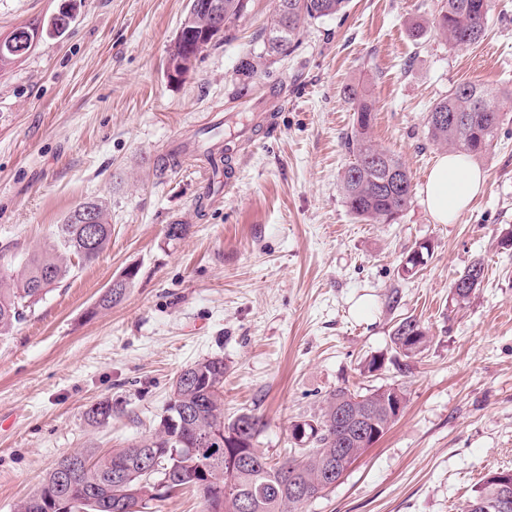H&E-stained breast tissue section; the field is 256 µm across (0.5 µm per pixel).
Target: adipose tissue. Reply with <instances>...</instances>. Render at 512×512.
<instances>
[{
	"label": "adipose tissue",
	"instance_id": "1",
	"mask_svg": "<svg viewBox=\"0 0 512 512\" xmlns=\"http://www.w3.org/2000/svg\"><path fill=\"white\" fill-rule=\"evenodd\" d=\"M485 185L482 170L467 155H441L422 191L423 203L435 223L449 224L479 195Z\"/></svg>",
	"mask_w": 512,
	"mask_h": 512
}]
</instances>
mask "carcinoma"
I'll return each instance as SVG.
<instances>
[{
	"label": "carcinoma",
	"instance_id": "obj_1",
	"mask_svg": "<svg viewBox=\"0 0 512 512\" xmlns=\"http://www.w3.org/2000/svg\"><path fill=\"white\" fill-rule=\"evenodd\" d=\"M224 16L218 20L200 14L190 6L179 32L170 45L167 70L185 78L193 71L197 58L217 42L209 29L221 33L231 30L247 10L249 0H223ZM350 0H276L273 19L266 30L264 53L258 59L244 58L239 70L252 77L258 73L260 60L277 55L286 56L296 47L300 27L311 21L346 14ZM490 0H442L432 27L453 47H469L484 40L489 19ZM32 25L15 28L7 41L0 45V69L12 66L32 48L28 42ZM348 99L354 112L350 130L343 137L349 163L339 177V189L350 214L364 222L391 224L411 205L413 182L408 168L387 149L374 143L371 130L374 113L366 92L356 87L348 89ZM459 115L458 121L440 120L438 116ZM498 92L482 83L461 82L435 102L427 114V139L433 145L465 152L471 156L487 154L493 147L504 124ZM92 206L97 215L98 230L95 246L85 240L84 226L78 224V214ZM112 236L108 211L100 200H90L72 209L63 223L56 225L53 243L27 260L24 274L16 279L0 270V338L8 335L16 324L25 320L46 295L59 286L71 271L67 258L75 257L83 264L95 261L106 249ZM432 256L431 246L416 244L407 254L409 261L421 267ZM482 262L468 265L453 284L456 301L466 303L484 280ZM394 351L393 363L399 359H415L427 349L428 336L420 322L406 316L393 325L390 336ZM198 372L190 379H180L165 414L154 432L140 443L147 444L160 459V465L175 468L188 475L186 483L194 484L203 496L206 512H242L241 503L251 501V512H301L309 503L291 493L289 484L300 482L312 489L327 491L326 470L336 459V449L343 448L351 461L362 457L396 423L406 406L402 388L390 384L366 392L339 387L329 393L320 411L310 419L293 426L296 447L288 456L273 462L255 442L260 435L256 425L261 418L249 413L224 416V358L212 356L191 364ZM349 408L351 415L361 417L365 435L350 436L336 420L338 405ZM87 420L105 425L112 419V401L105 399L91 405ZM244 454L245 466L219 475L204 474L199 465L211 461L224 465V457ZM87 459L88 468L78 478L64 485L58 481L56 469H51L37 494L85 497L87 485H103L98 495L99 506L88 502L87 512H125L122 509L124 487L110 482L112 471L122 466L142 480L136 446L114 448L103 454L78 451ZM505 471L488 475L475 490L464 512H485L481 504L489 501L501 487Z\"/></svg>",
	"mask_w": 512,
	"mask_h": 512
}]
</instances>
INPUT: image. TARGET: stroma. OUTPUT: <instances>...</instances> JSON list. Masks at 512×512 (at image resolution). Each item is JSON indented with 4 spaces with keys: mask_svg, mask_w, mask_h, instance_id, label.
I'll list each match as a JSON object with an SVG mask.
<instances>
[{
    "mask_svg": "<svg viewBox=\"0 0 512 512\" xmlns=\"http://www.w3.org/2000/svg\"><path fill=\"white\" fill-rule=\"evenodd\" d=\"M73 5L60 36L0 70V265L20 272L79 203L103 201L105 252L0 338V512H16L57 460L120 448L153 432L177 374L223 357L224 412L265 423L271 460L292 426L340 386L397 384L393 427L305 512H462L489 473L512 468V0H492L484 41L457 49L428 28L440 0H351L346 16L306 23L295 52L248 78L274 0H249L193 73L171 80L167 50L188 0H0V35ZM426 28L413 37L410 28ZM502 92L506 120L478 157L484 191L451 224L414 200L394 224L347 210L338 178L350 157L346 90L367 87L374 140L422 189L441 150L426 117L456 83ZM278 91L277 107L269 94ZM274 111L270 136L227 139L215 121ZM231 141L232 186L198 208L205 173L187 148ZM177 165L158 169V159ZM187 228L169 239V225ZM432 257L400 266L416 243ZM485 279L465 306L452 284L473 261ZM136 276L111 309L113 280ZM413 316L429 345L407 370L364 377L391 357L396 320ZM112 401L109 424L85 411Z\"/></svg>",
    "mask_w": 512,
    "mask_h": 512,
    "instance_id": "35a3bbf8",
    "label": "stroma"
}]
</instances>
